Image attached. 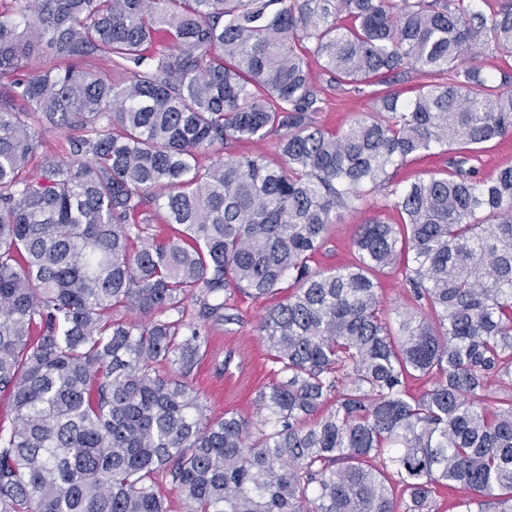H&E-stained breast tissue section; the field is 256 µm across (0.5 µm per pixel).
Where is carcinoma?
<instances>
[{"label":"carcinoma","mask_w":512,"mask_h":512,"mask_svg":"<svg viewBox=\"0 0 512 512\" xmlns=\"http://www.w3.org/2000/svg\"><path fill=\"white\" fill-rule=\"evenodd\" d=\"M490 42L512 58V0H0V512H170L164 474L182 512H435L456 486L512 512V166L474 165L512 137ZM311 56L333 90L383 86L372 114L318 126ZM43 121L71 161L31 169ZM272 135L278 161L234 152ZM433 149L448 169L378 205L399 222L311 267L333 214ZM404 253L394 327L374 278ZM286 279L260 426L209 417L206 323Z\"/></svg>","instance_id":"carcinoma-1"}]
</instances>
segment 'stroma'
Segmentation results:
<instances>
[{"label": "stroma", "mask_w": 512, "mask_h": 512, "mask_svg": "<svg viewBox=\"0 0 512 512\" xmlns=\"http://www.w3.org/2000/svg\"><path fill=\"white\" fill-rule=\"evenodd\" d=\"M324 109L315 116L317 125L341 129L369 113L372 99L367 95L327 91ZM380 193L367 195L354 208L334 220L325 246L313 258L317 270H330L346 264L351 258V243L359 224L373 216L397 223L390 211H379ZM230 304L234 318L209 323L210 354L193 372L192 382L202 394L209 416L217 418L233 412L252 419L256 416L255 397L274 379L273 364L266 345L260 340L256 325L268 306V299L234 296Z\"/></svg>", "instance_id": "obj_1"}]
</instances>
